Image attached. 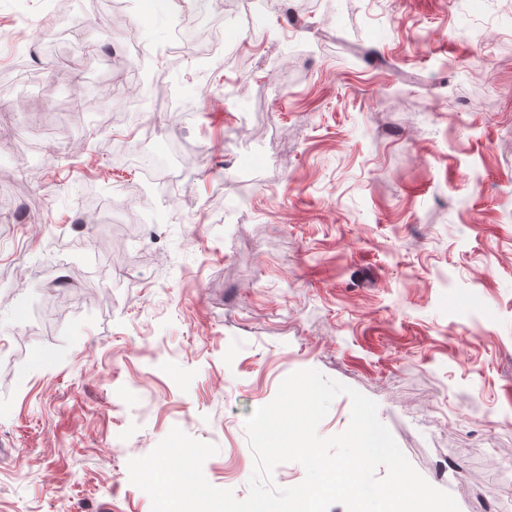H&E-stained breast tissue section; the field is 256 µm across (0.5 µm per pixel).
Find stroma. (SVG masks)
I'll use <instances>...</instances> for the list:
<instances>
[{
  "label": "stroma",
  "instance_id": "35a3bbf8",
  "mask_svg": "<svg viewBox=\"0 0 512 512\" xmlns=\"http://www.w3.org/2000/svg\"><path fill=\"white\" fill-rule=\"evenodd\" d=\"M46 3L0 48V78L33 65L0 81V512H152L127 464L176 426L244 498L245 419L302 369L374 400L460 512H512V424L487 421L512 413V0H248L222 64L175 66L176 0H65L62 34ZM138 43V116L102 124L129 109L109 51ZM148 130L190 170L151 199L166 222L77 224L140 195L107 147Z\"/></svg>",
  "mask_w": 512,
  "mask_h": 512
}]
</instances>
